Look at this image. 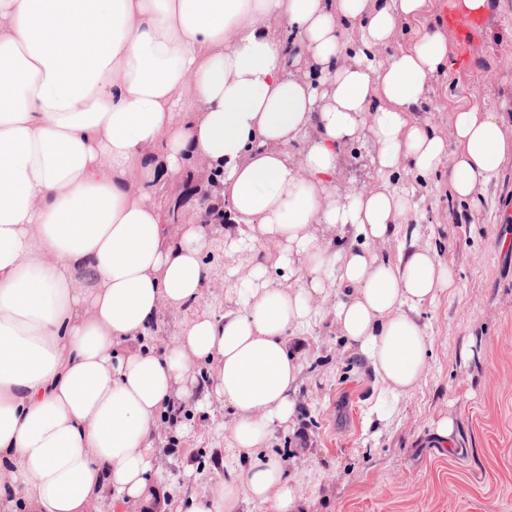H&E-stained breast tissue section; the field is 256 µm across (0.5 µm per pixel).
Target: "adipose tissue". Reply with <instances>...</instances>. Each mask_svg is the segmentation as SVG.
I'll return each mask as SVG.
<instances>
[{"mask_svg":"<svg viewBox=\"0 0 512 512\" xmlns=\"http://www.w3.org/2000/svg\"><path fill=\"white\" fill-rule=\"evenodd\" d=\"M426 7L0 0V512H241L244 491L299 512L303 493L268 446L299 404L290 338L329 295L385 391L419 385L431 347L419 315L450 275L430 245L393 259L369 247L406 227L402 172L447 169L451 195L471 200L512 161L500 113L457 109L444 132L417 116L454 57L437 28L397 46ZM365 138L373 183L343 193V151ZM194 163L222 172L225 248L250 250L218 317L196 310L210 225L165 224L158 200ZM317 224L352 245L329 252ZM272 265L289 287L272 285ZM164 308L191 316L160 350ZM212 398L249 464L177 497L155 479L159 425Z\"/></svg>","mask_w":512,"mask_h":512,"instance_id":"obj_1","label":"adipose tissue"}]
</instances>
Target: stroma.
Listing matches in <instances>:
<instances>
[{
	"label": "stroma",
	"mask_w": 512,
	"mask_h": 512,
	"mask_svg": "<svg viewBox=\"0 0 512 512\" xmlns=\"http://www.w3.org/2000/svg\"><path fill=\"white\" fill-rule=\"evenodd\" d=\"M489 13L491 24L471 37L445 27L454 65L429 79L421 121L444 131L450 112L476 105L512 124V70L502 67L512 59V0H491ZM373 153L367 141L345 150L342 191L370 185ZM401 184L417 242L437 250L453 279L420 313L431 339L425 375L409 394L385 393L324 302L293 338L303 364L300 405L293 427L272 438L271 451L300 484L302 512H512V223L502 219V204L512 199V163L473 203L450 195L444 171L425 181L405 173ZM212 231V282L198 307L220 315L225 274L235 266L248 271V252L225 251L222 226ZM468 347L475 352L469 361ZM379 404L392 412L384 425L374 416ZM446 415L456 420V436L442 448L433 429ZM231 420L213 399L205 410L189 409L188 433L161 422V482L185 496L243 467L228 446Z\"/></svg>",
	"instance_id": "obj_1"
}]
</instances>
